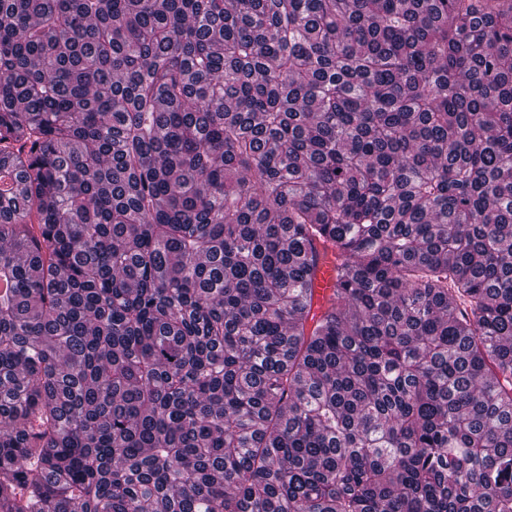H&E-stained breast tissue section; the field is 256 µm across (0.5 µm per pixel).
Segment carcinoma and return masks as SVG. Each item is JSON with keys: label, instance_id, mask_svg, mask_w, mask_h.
Returning <instances> with one entry per match:
<instances>
[{"label": "carcinoma", "instance_id": "cac0c4a2", "mask_svg": "<svg viewBox=\"0 0 512 512\" xmlns=\"http://www.w3.org/2000/svg\"><path fill=\"white\" fill-rule=\"evenodd\" d=\"M0 176V512H512V0H0ZM333 288H336L335 267L333 262L327 259L320 263L319 271L314 282V306L323 305L332 293Z\"/></svg>", "mask_w": 512, "mask_h": 512}]
</instances>
